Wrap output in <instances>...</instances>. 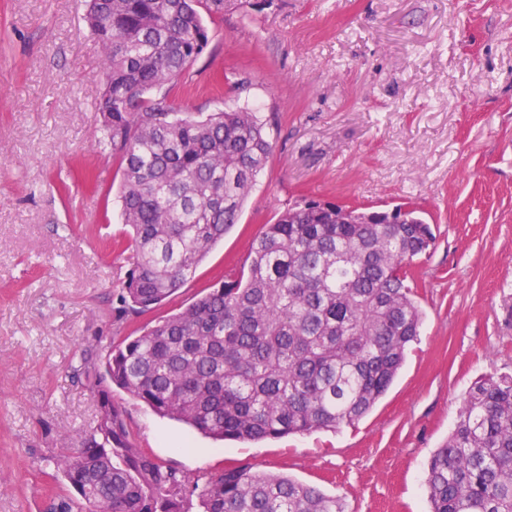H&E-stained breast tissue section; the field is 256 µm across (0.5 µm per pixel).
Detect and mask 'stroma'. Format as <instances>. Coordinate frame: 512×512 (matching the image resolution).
<instances>
[{"label":"stroma","mask_w":512,"mask_h":512,"mask_svg":"<svg viewBox=\"0 0 512 512\" xmlns=\"http://www.w3.org/2000/svg\"><path fill=\"white\" fill-rule=\"evenodd\" d=\"M84 0H0V512H59L51 459L96 404L102 361L240 269L278 211L309 200L416 207L435 244L415 263L420 336L352 426L216 442L121 389L136 447L198 483L230 465L292 476L346 512H429L427 462L470 387L512 373V0H233L177 103L251 102L272 154L239 221L161 308L121 320L122 171L102 144V50Z\"/></svg>","instance_id":"1"}]
</instances>
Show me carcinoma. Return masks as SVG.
Instances as JSON below:
<instances>
[{
  "label": "carcinoma",
  "mask_w": 512,
  "mask_h": 512,
  "mask_svg": "<svg viewBox=\"0 0 512 512\" xmlns=\"http://www.w3.org/2000/svg\"><path fill=\"white\" fill-rule=\"evenodd\" d=\"M228 0H87L103 50L99 112L120 159L121 218L134 261L118 315L165 303L239 220L273 148L271 121L243 104L202 118L171 92L208 44L201 12ZM371 210L309 201L276 214L247 267L87 365L95 426L55 457L80 512H345L336 495L289 476L232 466L202 486L135 447L112 399L219 441L277 439L350 426L387 392L419 335L414 262L435 243L410 206ZM430 512H512V375L470 389L431 456Z\"/></svg>",
  "instance_id": "carcinoma-1"
}]
</instances>
